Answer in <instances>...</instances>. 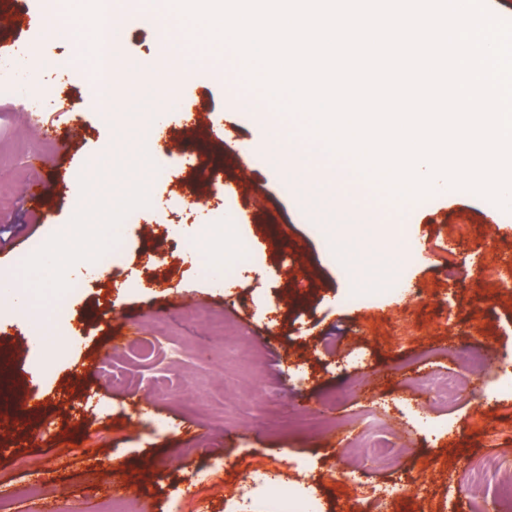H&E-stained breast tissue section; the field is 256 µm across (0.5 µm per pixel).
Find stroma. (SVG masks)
I'll list each match as a JSON object with an SVG mask.
<instances>
[{
  "label": "stroma",
  "mask_w": 512,
  "mask_h": 512,
  "mask_svg": "<svg viewBox=\"0 0 512 512\" xmlns=\"http://www.w3.org/2000/svg\"><path fill=\"white\" fill-rule=\"evenodd\" d=\"M166 19L162 7H129L122 52L149 57ZM25 37L41 42L56 69L43 84L0 96V273L44 298V284L20 261L49 224L62 232L58 269L68 274L69 255L92 257L79 224L121 231L111 277L63 300L66 334L52 361L24 320L0 306L13 388L40 398L25 430L0 423V512L100 504L116 468L133 476V512H169L174 500L224 512L214 489L234 488L245 462L271 464L275 479H301L324 512H475L481 498L497 507L498 478L476 490L470 473L483 456L512 448V405L490 393L512 365V289L499 286L512 264V212L489 215L468 190L426 195L402 212L398 238L351 237L356 208L305 185L282 193L294 172L239 159L240 146L266 154L272 145L258 107L228 103L217 66L197 68L163 128L127 117L118 92L106 124L87 92L90 52L42 42L36 30ZM45 84L81 116L76 138L45 140L31 129L21 97ZM191 113L207 115L221 160L198 151L187 132ZM148 139L155 148L145 161L140 146ZM58 158L69 166L62 179L53 174ZM241 172L248 187L231 182ZM204 180L207 204L187 210ZM87 181L126 206L88 200ZM34 183L44 186L37 204L26 197ZM217 222L228 226L223 239H206L204 225ZM313 224L325 234L314 236ZM188 238L223 253L222 280L203 275L202 259L182 254ZM341 246L353 262H337ZM406 246L414 260L412 294L403 299L387 286ZM151 255L163 264L148 263ZM446 255L461 268L459 279H448ZM363 283L370 294L345 303L347 290ZM177 291L185 303H172ZM198 304L222 318L223 329L188 318L187 308ZM126 322L135 335L158 338L154 355L104 351ZM445 375L461 381L446 407L434 405L427 389ZM361 418L395 456L394 467L375 461L356 438L338 441L337 432ZM299 463L306 472L296 473ZM373 489L383 501L368 498Z\"/></svg>",
  "instance_id": "stroma-1"
}]
</instances>
